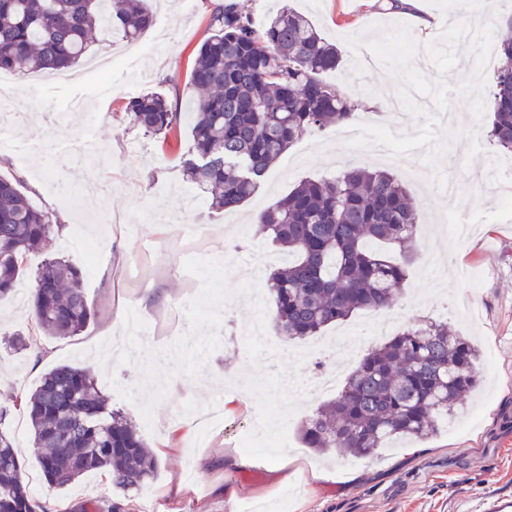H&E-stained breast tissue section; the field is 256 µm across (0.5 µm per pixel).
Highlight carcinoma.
Returning a JSON list of instances; mask_svg holds the SVG:
<instances>
[{
  "label": "carcinoma",
  "instance_id": "1",
  "mask_svg": "<svg viewBox=\"0 0 512 512\" xmlns=\"http://www.w3.org/2000/svg\"><path fill=\"white\" fill-rule=\"evenodd\" d=\"M153 0H0V71L50 76L81 62L103 32L139 39L154 21ZM498 42L487 136L512 152V17ZM342 57L311 20L286 5L258 22L224 0L191 72L200 92L189 123L194 147L185 181L234 212L269 168L307 132L354 122L362 103L323 80ZM130 123L168 137L184 122L159 94L129 101ZM419 211L385 170L353 168L301 181L259 214L258 232L294 256L270 274L274 326L289 339L315 336L361 310L390 308L406 278ZM61 225L33 207L18 180L0 175V300L15 293L24 260ZM31 319L45 336H76L89 324L79 267L52 257L33 275ZM478 350L446 323L406 328L371 349L335 400L302 429L307 448L366 458L393 441L436 434L478 384ZM42 472L64 487L90 472L123 496L153 479L158 460L136 427L110 408L90 371L63 364L44 373L25 400ZM0 512H49L22 477L16 440L0 429Z\"/></svg>",
  "mask_w": 512,
  "mask_h": 512
}]
</instances>
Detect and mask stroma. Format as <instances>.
Listing matches in <instances>:
<instances>
[{"label": "stroma", "mask_w": 512, "mask_h": 512, "mask_svg": "<svg viewBox=\"0 0 512 512\" xmlns=\"http://www.w3.org/2000/svg\"><path fill=\"white\" fill-rule=\"evenodd\" d=\"M221 2L160 0L152 31L139 40L116 47L110 36H102L93 51L113 56L107 73L88 69L71 83H13L16 118L0 130V175L17 177L36 208L65 214L68 222L49 252L27 256L28 276L20 279L13 298L0 302V339L31 329L30 273L49 253L81 268L95 316L79 335L41 336L22 352L0 348V400L25 399L42 374L57 365L87 367L112 409L136 425L158 460L155 478L125 499L127 512H142L149 497L156 501V512H482L489 498H512V212L499 211L496 196L477 180L500 153L487 140V119H474L459 105L457 89L473 71V60L463 50L445 81L451 101L459 105L456 127L476 129L483 152L470 156L467 137L453 141L442 168L458 175L454 197L405 178L420 223L407 277L392 306L397 329L445 321L480 350L477 389L433 438L401 439L364 459L318 454L302 445L300 431L316 408L336 394L299 392L288 427L291 480H283L275 462L254 458L246 468L229 466V453L238 451L240 436L258 412L256 397L239 383L251 369L245 341L256 317L241 297L225 305L217 330L220 346L200 377L173 378L152 422H145L137 403L115 391L118 383L138 385L142 372L136 364L113 358L100 363L96 345L122 326L129 307L143 319L157 348L188 332L184 306L201 288L184 268L190 258L225 261L229 286L256 281L267 339L280 349L259 366L275 373L290 363L281 352L286 340L274 329L275 304L267 289L271 269L287 264L289 256L257 234L255 219L302 179L335 175L337 167L327 153L336 144L335 130L301 136L268 170L256 194L224 214L211 209L196 186L182 178L181 162L192 151L189 127L163 141L143 135L124 115L129 100L147 93L165 96L174 110L192 111V68ZM288 3L341 51L342 64L326 74V82L362 101L390 96L403 80L382 68L354 76L349 37L373 24L402 23L423 45L439 35L448 19L469 16L459 0H420L418 16L431 22L426 29L417 16L391 10L389 0ZM161 30L168 42L153 47L154 34ZM91 161L106 189L91 202L73 204L71 196ZM462 216L474 225L469 237L458 239L449 227ZM181 219L197 225L198 234L179 235ZM472 303L480 311L474 320L466 315ZM5 427L21 445L25 481L53 512H76L87 501L121 498L98 473L62 488L48 484L19 405ZM315 470L324 472V480H311Z\"/></svg>", "instance_id": "35a3bbf8"}]
</instances>
